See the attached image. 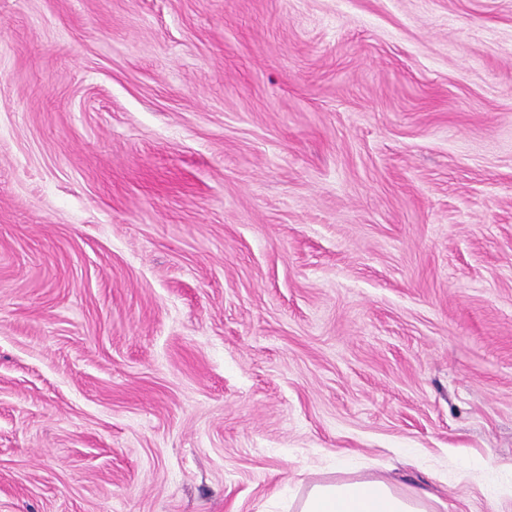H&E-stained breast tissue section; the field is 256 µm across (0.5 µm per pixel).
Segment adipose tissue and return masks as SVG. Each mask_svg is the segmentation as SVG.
Listing matches in <instances>:
<instances>
[{
    "instance_id": "1",
    "label": "adipose tissue",
    "mask_w": 512,
    "mask_h": 512,
    "mask_svg": "<svg viewBox=\"0 0 512 512\" xmlns=\"http://www.w3.org/2000/svg\"><path fill=\"white\" fill-rule=\"evenodd\" d=\"M295 512H436L427 491H404L383 478L310 483L293 502Z\"/></svg>"
}]
</instances>
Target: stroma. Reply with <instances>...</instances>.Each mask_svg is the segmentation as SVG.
<instances>
[{
    "label": "stroma",
    "mask_w": 512,
    "mask_h": 512,
    "mask_svg": "<svg viewBox=\"0 0 512 512\" xmlns=\"http://www.w3.org/2000/svg\"><path fill=\"white\" fill-rule=\"evenodd\" d=\"M512 512V0H0V512ZM425 490L403 491L384 478H344L310 483L289 503L296 512H437Z\"/></svg>",
    "instance_id": "stroma-1"
}]
</instances>
